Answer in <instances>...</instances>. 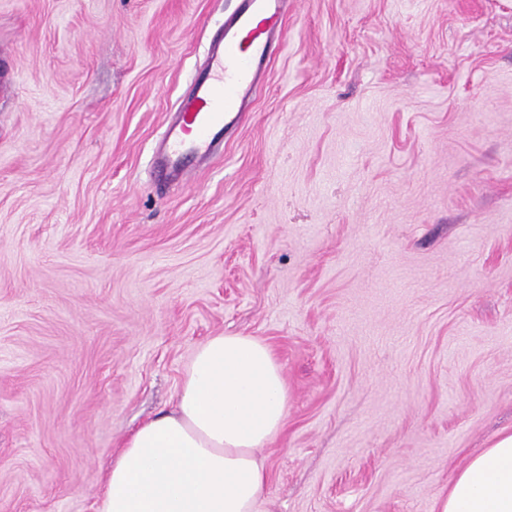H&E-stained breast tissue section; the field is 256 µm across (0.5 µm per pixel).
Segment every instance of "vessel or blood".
I'll list each match as a JSON object with an SVG mask.
<instances>
[{"instance_id":"vessel-or-blood-1","label":"vessel or blood","mask_w":512,"mask_h":512,"mask_svg":"<svg viewBox=\"0 0 512 512\" xmlns=\"http://www.w3.org/2000/svg\"><path fill=\"white\" fill-rule=\"evenodd\" d=\"M288 0H241L211 43L205 65L190 91L178 100V118L159 147L164 174L184 178L213 154L254 98L270 57L279 44Z\"/></svg>"}]
</instances>
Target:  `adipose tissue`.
<instances>
[{
    "mask_svg": "<svg viewBox=\"0 0 512 512\" xmlns=\"http://www.w3.org/2000/svg\"><path fill=\"white\" fill-rule=\"evenodd\" d=\"M287 412V385L268 344L209 337L194 349L173 409L125 440L101 512H268L261 452ZM435 512H512V434L469 460Z\"/></svg>",
    "mask_w": 512,
    "mask_h": 512,
    "instance_id": "adipose-tissue-1",
    "label": "adipose tissue"
}]
</instances>
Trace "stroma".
Returning a JSON list of instances; mask_svg holds the SVG:
<instances>
[{"label": "stroma", "instance_id": "obj_1", "mask_svg": "<svg viewBox=\"0 0 512 512\" xmlns=\"http://www.w3.org/2000/svg\"><path fill=\"white\" fill-rule=\"evenodd\" d=\"M237 0H0V512H100L217 334L288 386L269 512H433L512 432V0H288L241 124L156 141Z\"/></svg>", "mask_w": 512, "mask_h": 512}]
</instances>
